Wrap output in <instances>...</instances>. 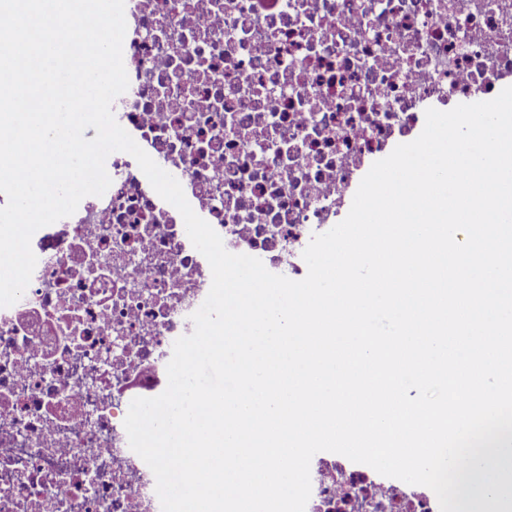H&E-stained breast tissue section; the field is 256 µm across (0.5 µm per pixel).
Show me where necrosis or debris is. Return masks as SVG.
<instances>
[{"label": "necrosis or debris", "mask_w": 512, "mask_h": 512, "mask_svg": "<svg viewBox=\"0 0 512 512\" xmlns=\"http://www.w3.org/2000/svg\"><path fill=\"white\" fill-rule=\"evenodd\" d=\"M116 121L235 254L302 272L360 172L425 125V104L512 78V0H125ZM36 231L0 307V512H162L128 443L131 401L166 388L212 282L179 211L135 158ZM305 512H440L434 492L322 452Z\"/></svg>", "instance_id": "necrosis-or-debris-1"}]
</instances>
